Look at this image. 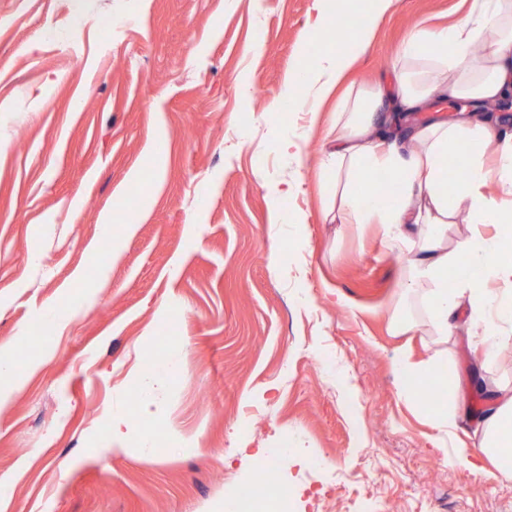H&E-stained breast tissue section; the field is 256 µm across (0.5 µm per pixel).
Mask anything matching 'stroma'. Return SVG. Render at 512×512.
I'll list each match as a JSON object with an SVG mask.
<instances>
[{"label": "stroma", "mask_w": 512, "mask_h": 512, "mask_svg": "<svg viewBox=\"0 0 512 512\" xmlns=\"http://www.w3.org/2000/svg\"><path fill=\"white\" fill-rule=\"evenodd\" d=\"M470 3L397 0L347 84L393 85L406 31ZM311 5L0 0V351L24 365L0 383V512H224L286 438L307 458L268 465L288 512H512V476L450 462L397 393L406 273L379 225L326 211L335 101L271 109ZM107 222L136 227L120 251ZM448 356L476 427L512 345L484 367L462 333Z\"/></svg>", "instance_id": "35a3bbf8"}]
</instances>
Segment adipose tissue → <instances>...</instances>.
Returning <instances> with one entry per match:
<instances>
[{"mask_svg": "<svg viewBox=\"0 0 512 512\" xmlns=\"http://www.w3.org/2000/svg\"><path fill=\"white\" fill-rule=\"evenodd\" d=\"M395 0H367L347 48H332L312 65L289 71L283 94L300 112H317L332 96L358 56L370 45ZM512 98V0H471L467 16L445 29L413 27L398 52L392 87L373 85L347 91L336 108V131L324 145L336 171L333 205L343 224H377L406 271L405 303L420 314L395 311L388 322L394 336L424 330L432 347L416 359L409 346L395 355L398 390L411 397L413 384L436 381L445 400L431 421L442 438L458 447L465 420L456 368L443 354L461 328H468L496 359L512 341V132L493 107ZM458 101L452 119L414 125L410 115L435 101ZM498 159L485 166L486 152ZM461 176L449 181L448 166ZM386 172L395 192L384 198L371 178ZM466 235L449 240L456 222ZM497 232L485 236L481 228ZM476 445L492 464L512 454V386L497 388L495 404L474 430Z\"/></svg>", "mask_w": 512, "mask_h": 512, "instance_id": "ef3b65f1", "label": "adipose tissue"}]
</instances>
